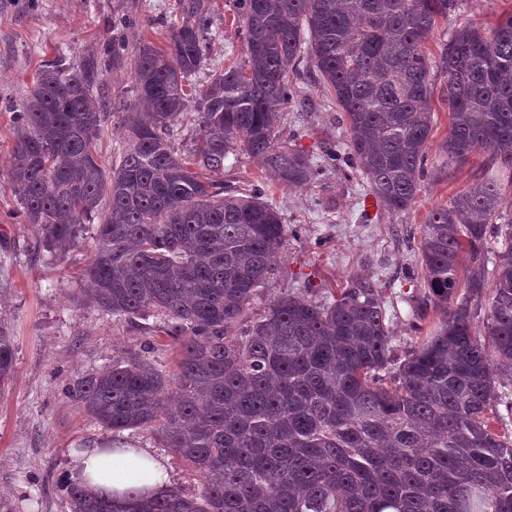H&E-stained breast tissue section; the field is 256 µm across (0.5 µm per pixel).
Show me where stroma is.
<instances>
[{
    "instance_id": "stroma-1",
    "label": "stroma",
    "mask_w": 512,
    "mask_h": 512,
    "mask_svg": "<svg viewBox=\"0 0 512 512\" xmlns=\"http://www.w3.org/2000/svg\"><path fill=\"white\" fill-rule=\"evenodd\" d=\"M510 12L512 0H458L455 12L439 21L425 51L438 56L443 39L455 28L470 23L488 28ZM183 18L178 0H0V321L15 336L13 376L0 395V512H70L66 481L71 452L92 443L149 449L165 458L172 484L199 486L189 465L163 448L156 432L128 430L113 436L70 398L76 379L103 370L119 356L146 351L171 372L176 352L150 343L145 320L115 321L79 299L94 225L86 226L65 258L36 250L33 229L23 222L9 178L14 110L26 100L44 62L57 57L74 67L101 61L96 88L108 118L99 151L103 164L118 163L126 146L123 110L135 100L131 69L138 48L145 41L163 46L168 31ZM210 24L206 67L195 77L200 87L211 68L244 59L233 0H212ZM114 41L124 45L125 56L112 67L104 60ZM298 102L285 115L289 144L317 161L327 151L344 148L345 124L335 98L308 81L300 86ZM433 109L427 176L416 204L405 212L366 207L367 185L346 169L326 171L313 186L284 188L262 178L259 161L247 155L225 167L221 181L246 190L260 186L283 224L299 231L288 238L275 274L259 288L251 316L285 293L318 301L329 290L365 283L385 303L394 355H404L437 322L435 309L418 307L424 288L414 234L431 209L481 181L488 169L478 154L455 168L445 167L442 145L449 112L442 92H434Z\"/></svg>"
}]
</instances>
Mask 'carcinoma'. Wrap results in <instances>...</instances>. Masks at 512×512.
<instances>
[{"label":"carcinoma","instance_id":"obj_1","mask_svg":"<svg viewBox=\"0 0 512 512\" xmlns=\"http://www.w3.org/2000/svg\"><path fill=\"white\" fill-rule=\"evenodd\" d=\"M456 2L233 0L243 64L212 71L193 95L210 36V0H194L164 47L138 50L133 86L147 110L124 112L129 146L111 169L97 151L99 68L42 65L12 149L24 223L37 248L63 254L98 220L83 297L114 320L158 316L156 332L178 353L172 376L135 353L75 381L71 397L115 435L156 430L200 481L194 494L171 487L150 500L130 489L119 510L73 483L71 512H512V392H498L506 384L494 369L512 366V211L501 209L499 181L482 179L420 225L422 304L439 320L397 362L370 285L319 303L282 295L250 318L287 230L261 189L208 177L240 152L287 188L344 166L387 210L405 211L425 177L433 69L450 114L448 168L483 153L511 170L512 13L456 30L433 63L424 44ZM306 54L346 120L343 154L323 165L280 128ZM191 102L199 131L180 155L169 136ZM462 253L472 274L458 300ZM14 352L0 322V395Z\"/></svg>","mask_w":512,"mask_h":512}]
</instances>
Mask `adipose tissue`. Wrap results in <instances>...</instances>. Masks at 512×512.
Instances as JSON below:
<instances>
[{"mask_svg": "<svg viewBox=\"0 0 512 512\" xmlns=\"http://www.w3.org/2000/svg\"><path fill=\"white\" fill-rule=\"evenodd\" d=\"M71 479L104 496L122 503L127 489H138L151 498L164 492L170 474L163 458L145 448H103L91 445L73 453Z\"/></svg>", "mask_w": 512, "mask_h": 512, "instance_id": "1", "label": "adipose tissue"}]
</instances>
